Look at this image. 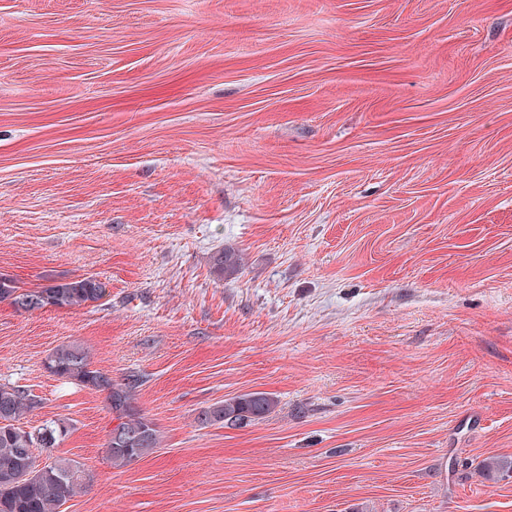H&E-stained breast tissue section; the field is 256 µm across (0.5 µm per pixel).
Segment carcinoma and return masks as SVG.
I'll return each instance as SVG.
<instances>
[{
    "mask_svg": "<svg viewBox=\"0 0 512 512\" xmlns=\"http://www.w3.org/2000/svg\"><path fill=\"white\" fill-rule=\"evenodd\" d=\"M240 268V256L234 250L225 249L214 256L213 272L220 278L232 276ZM107 295V285L93 277L53 279L43 286L23 288L0 274V302L13 306L28 299L36 301L40 309H72L96 303ZM45 365L60 380L105 394L116 428L132 440L125 448L108 451L113 465H125L158 447L159 431L135 405L134 386L116 382L110 373L94 368L83 346L61 344L48 354ZM277 405L268 393L250 392L202 409L197 420L202 425H247L272 413ZM38 407L39 402L19 387L0 384V512H60V507L90 479L74 459L55 457L42 469L29 462L25 449L43 447L47 436L56 445L69 428L67 422L58 419L25 429L21 421Z\"/></svg>",
    "mask_w": 512,
    "mask_h": 512,
    "instance_id": "obj_1",
    "label": "carcinoma"
}]
</instances>
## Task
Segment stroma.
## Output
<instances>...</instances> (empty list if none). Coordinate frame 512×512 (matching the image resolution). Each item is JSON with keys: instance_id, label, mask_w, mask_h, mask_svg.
Listing matches in <instances>:
<instances>
[{"instance_id": "obj_1", "label": "stroma", "mask_w": 512, "mask_h": 512, "mask_svg": "<svg viewBox=\"0 0 512 512\" xmlns=\"http://www.w3.org/2000/svg\"><path fill=\"white\" fill-rule=\"evenodd\" d=\"M0 274L108 285L0 303L63 512H512V0H0ZM68 342L153 454L113 466ZM241 268L240 256L236 251L224 249L213 259V272L219 277L235 275ZM107 294V285L93 277L53 279L43 286L23 288L13 279L0 274V302L7 301L14 307L28 299L35 300L38 309H72L96 303ZM45 365L60 380L105 394L112 423L117 422L106 434L105 447L110 448L111 439L114 443L118 433L112 435V432L117 429H121L132 440L125 448L112 447L108 451L113 465H125L153 453L154 448L158 447L159 431L135 405L134 386L116 382L107 371L94 368L89 352L83 346L75 343L61 344L48 354ZM137 436L143 438L141 443L133 442ZM278 402L265 392L245 393L202 409L197 416L201 425L222 423L231 426L247 425L272 413Z\"/></svg>"}]
</instances>
